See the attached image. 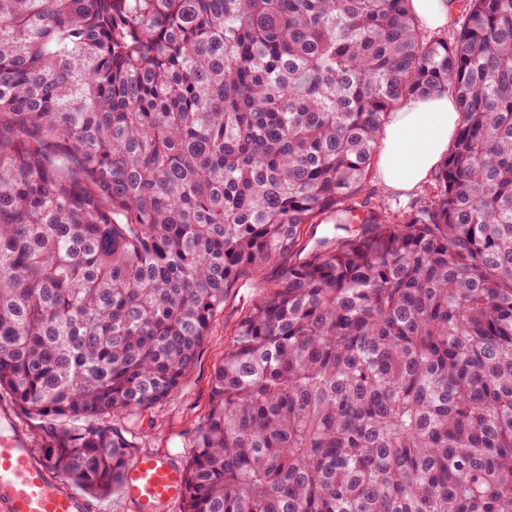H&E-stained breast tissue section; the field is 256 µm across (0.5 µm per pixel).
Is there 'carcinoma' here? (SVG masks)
<instances>
[{"label":"carcinoma","instance_id":"obj_1","mask_svg":"<svg viewBox=\"0 0 512 512\" xmlns=\"http://www.w3.org/2000/svg\"><path fill=\"white\" fill-rule=\"evenodd\" d=\"M409 2L0 0V394L63 480L122 487L95 421L327 215L214 371L182 512H512V0L451 42ZM448 91L433 192L371 205L387 114ZM336 233L334 220L327 219L321 224H307L301 231L298 253L292 258V261L304 258L313 249V247L323 238L332 237Z\"/></svg>","mask_w":512,"mask_h":512}]
</instances>
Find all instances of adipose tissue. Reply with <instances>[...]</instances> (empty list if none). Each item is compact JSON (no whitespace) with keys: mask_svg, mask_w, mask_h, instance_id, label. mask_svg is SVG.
I'll return each mask as SVG.
<instances>
[{"mask_svg":"<svg viewBox=\"0 0 512 512\" xmlns=\"http://www.w3.org/2000/svg\"><path fill=\"white\" fill-rule=\"evenodd\" d=\"M460 121L449 93L404 103L390 113L376 160L378 177L388 191L411 192L425 184L446 155Z\"/></svg>","mask_w":512,"mask_h":512,"instance_id":"obj_1","label":"adipose tissue"}]
</instances>
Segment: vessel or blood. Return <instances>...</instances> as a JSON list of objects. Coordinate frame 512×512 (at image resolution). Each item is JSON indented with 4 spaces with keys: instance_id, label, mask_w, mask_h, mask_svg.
I'll return each instance as SVG.
<instances>
[{
    "instance_id": "obj_1",
    "label": "vessel or blood",
    "mask_w": 512,
    "mask_h": 512,
    "mask_svg": "<svg viewBox=\"0 0 512 512\" xmlns=\"http://www.w3.org/2000/svg\"><path fill=\"white\" fill-rule=\"evenodd\" d=\"M0 432V512H89V502L59 483L39 462L14 418ZM183 470L159 453L139 456L125 474L121 493L133 512H157L181 499Z\"/></svg>"
}]
</instances>
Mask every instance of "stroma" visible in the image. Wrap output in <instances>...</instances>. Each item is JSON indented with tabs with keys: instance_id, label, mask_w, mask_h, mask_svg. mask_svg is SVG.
<instances>
[{
	"instance_id": "35a3bbf8",
	"label": "stroma",
	"mask_w": 512,
	"mask_h": 512,
	"mask_svg": "<svg viewBox=\"0 0 512 512\" xmlns=\"http://www.w3.org/2000/svg\"><path fill=\"white\" fill-rule=\"evenodd\" d=\"M288 264V259L277 258L241 269L234 286L225 292L223 309L211 320L193 368L173 395L139 416L105 417L103 425L132 432L136 454L166 453L188 461L193 453L194 431L209 410L215 368L223 360L241 320Z\"/></svg>"
}]
</instances>
